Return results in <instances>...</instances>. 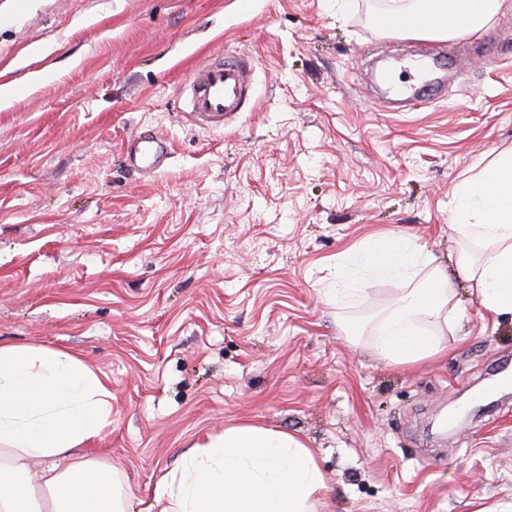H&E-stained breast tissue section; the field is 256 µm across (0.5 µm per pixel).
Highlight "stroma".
<instances>
[{"instance_id": "stroma-1", "label": "stroma", "mask_w": 512, "mask_h": 512, "mask_svg": "<svg viewBox=\"0 0 512 512\" xmlns=\"http://www.w3.org/2000/svg\"><path fill=\"white\" fill-rule=\"evenodd\" d=\"M390 0H0V342L78 351L112 384L111 460L128 512L160 472L225 427L300 436L327 488L315 512H475L512 503V395L455 429L450 406L512 362V316L459 276L458 183L512 146V0L439 41V97L393 110L368 72L418 41L382 32ZM214 50L255 59L224 126L190 121L180 85ZM46 73L34 84L31 74ZM166 167H126L128 138ZM380 233L424 246L449 283L448 353L411 368L373 347L428 280L369 279L328 298ZM170 153V143L147 132H137L127 144V166L140 175H151L164 168Z\"/></svg>"}]
</instances>
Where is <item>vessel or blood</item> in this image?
I'll return each mask as SVG.
<instances>
[{"label": "vessel or blood", "instance_id": "1", "mask_svg": "<svg viewBox=\"0 0 512 512\" xmlns=\"http://www.w3.org/2000/svg\"><path fill=\"white\" fill-rule=\"evenodd\" d=\"M250 58L208 54L198 59L182 88L186 108L197 120L220 128L225 117L241 111L252 89ZM170 144L156 135L139 132L127 144L125 160L130 169L151 175L164 168Z\"/></svg>", "mask_w": 512, "mask_h": 512}]
</instances>
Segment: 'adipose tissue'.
Here are the masks:
<instances>
[{
	"instance_id": "obj_1",
	"label": "adipose tissue",
	"mask_w": 512,
	"mask_h": 512,
	"mask_svg": "<svg viewBox=\"0 0 512 512\" xmlns=\"http://www.w3.org/2000/svg\"><path fill=\"white\" fill-rule=\"evenodd\" d=\"M503 0H401L393 14L457 10L470 31L484 28ZM457 234L485 246L456 266L482 308L512 315V149L500 151L454 195ZM432 262L419 245L382 235L351 256L332 293L356 300L368 278H412ZM443 282L411 289L381 318L374 346L394 366L448 352ZM112 423V387L81 355L34 344L0 343V512H127L124 480L110 461L80 454ZM42 464L31 477L32 461ZM326 488L314 452L297 435L244 422L194 445L158 478L159 512H312Z\"/></svg>"
}]
</instances>
